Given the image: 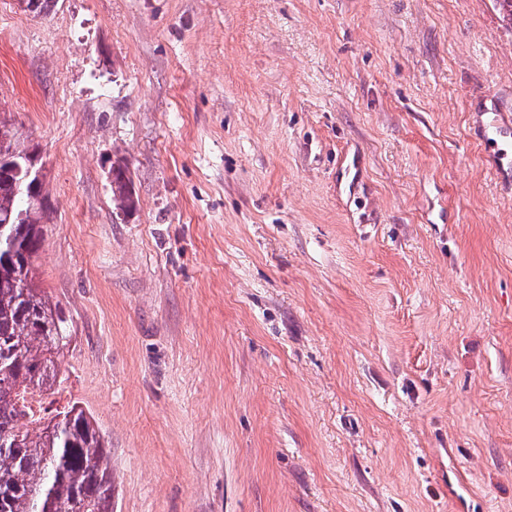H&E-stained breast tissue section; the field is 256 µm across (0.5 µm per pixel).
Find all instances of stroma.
<instances>
[{"mask_svg": "<svg viewBox=\"0 0 512 512\" xmlns=\"http://www.w3.org/2000/svg\"><path fill=\"white\" fill-rule=\"evenodd\" d=\"M498 0H0L59 393L112 512H512ZM122 163L138 197L115 204Z\"/></svg>", "mask_w": 512, "mask_h": 512, "instance_id": "stroma-1", "label": "stroma"}]
</instances>
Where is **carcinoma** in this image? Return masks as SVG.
I'll list each match as a JSON object with an SVG mask.
<instances>
[{
  "mask_svg": "<svg viewBox=\"0 0 512 512\" xmlns=\"http://www.w3.org/2000/svg\"><path fill=\"white\" fill-rule=\"evenodd\" d=\"M27 150L16 130L0 138V512H112L109 453L92 414L74 402L43 423L25 405L29 392L55 393L71 341L60 307L35 281L39 207L14 167ZM126 173L113 167L112 194L128 213L136 201Z\"/></svg>",
  "mask_w": 512,
  "mask_h": 512,
  "instance_id": "obj_1",
  "label": "carcinoma"
}]
</instances>
